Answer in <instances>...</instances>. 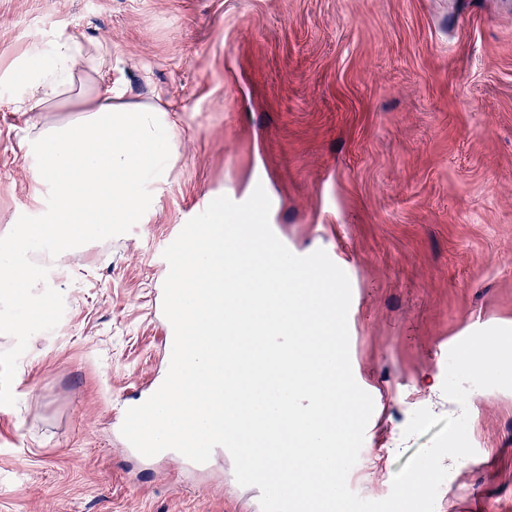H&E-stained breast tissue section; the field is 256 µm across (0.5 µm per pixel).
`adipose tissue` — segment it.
I'll list each match as a JSON object with an SVG mask.
<instances>
[{
  "instance_id": "obj_1",
  "label": "adipose tissue",
  "mask_w": 512,
  "mask_h": 512,
  "mask_svg": "<svg viewBox=\"0 0 512 512\" xmlns=\"http://www.w3.org/2000/svg\"><path fill=\"white\" fill-rule=\"evenodd\" d=\"M39 58V65L16 71L26 89L17 111H48L73 88L87 61L72 34L56 38ZM94 74L101 92L82 97L86 116L80 124L44 127L21 145L37 207L0 243V299L10 304H34L39 289L50 285L47 267L31 257L33 242L62 256L88 238L145 223L178 151L172 104L127 102L121 79L102 67Z\"/></svg>"
}]
</instances>
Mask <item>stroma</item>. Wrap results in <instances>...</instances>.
<instances>
[{"instance_id": "1", "label": "stroma", "mask_w": 512, "mask_h": 512, "mask_svg": "<svg viewBox=\"0 0 512 512\" xmlns=\"http://www.w3.org/2000/svg\"><path fill=\"white\" fill-rule=\"evenodd\" d=\"M69 33L106 49L127 101L179 107V149L147 223L53 260L40 307L0 306V512H262L227 450L147 459L113 418L169 368L156 252L196 199L259 185L290 251L351 264L364 475L390 490L430 441L404 438L411 414L462 409L448 344L512 327V0H0V239L29 217L33 121L82 118L68 93L14 111V68ZM22 314L37 334L10 331ZM465 409L476 454L435 512H512V390Z\"/></svg>"}]
</instances>
